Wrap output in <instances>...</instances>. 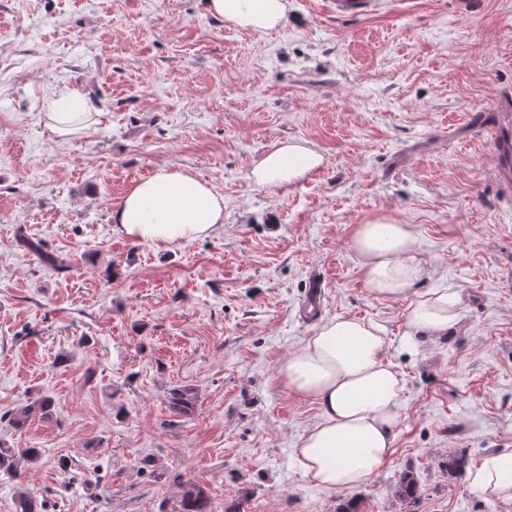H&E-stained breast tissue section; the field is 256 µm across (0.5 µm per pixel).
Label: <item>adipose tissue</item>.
Wrapping results in <instances>:
<instances>
[{"label":"adipose tissue","mask_w":512,"mask_h":512,"mask_svg":"<svg viewBox=\"0 0 512 512\" xmlns=\"http://www.w3.org/2000/svg\"><path fill=\"white\" fill-rule=\"evenodd\" d=\"M213 18L251 32L276 29L287 0H204ZM325 162L300 140H286L250 169L252 182L273 190L306 180ZM114 230L163 250L213 234L224 222V196L212 184L181 169L158 168L135 182L113 210ZM351 246L368 287L382 298L410 297L406 321L430 337L453 333L462 320L461 297L451 288L413 294L425 273L412 225L385 217L358 225ZM386 338L370 322L336 316L326 320L276 373L288 393L317 405L319 419L292 455L314 485L334 493L365 484L392 453L404 389L400 373L385 357ZM476 494L512 498V451L489 454L466 473Z\"/></svg>","instance_id":"adipose-tissue-1"}]
</instances>
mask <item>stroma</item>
Returning a JSON list of instances; mask_svg holds the SVG:
<instances>
[{"instance_id": "stroma-1", "label": "stroma", "mask_w": 512, "mask_h": 512, "mask_svg": "<svg viewBox=\"0 0 512 512\" xmlns=\"http://www.w3.org/2000/svg\"><path fill=\"white\" fill-rule=\"evenodd\" d=\"M507 91L512 0H376L363 16L288 0L267 33L202 0H0V442L41 451L0 477V512L24 489L46 512H179L188 480L211 512H336L341 495L292 457L319 410L275 375L337 315L380 325L404 381L391 457L351 491L361 512H402L389 486L408 468L414 512H512L439 467L453 448L472 466L512 450V187L493 150ZM70 98L96 122L61 138L46 112ZM288 138L324 166L254 185L253 161ZM160 167L222 193L223 228L174 250L115 233L113 209ZM384 216L415 228V292H459L454 334L410 338L407 300L368 287L351 237ZM176 386L194 388L193 415L170 410ZM43 394L53 417L15 432L4 412Z\"/></svg>"}]
</instances>
